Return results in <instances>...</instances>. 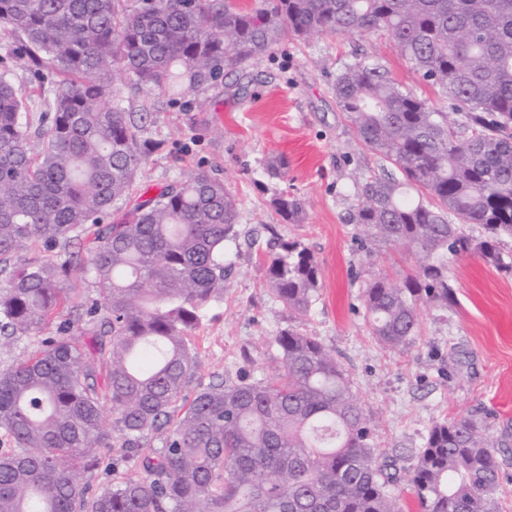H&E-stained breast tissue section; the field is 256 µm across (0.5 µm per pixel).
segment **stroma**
Wrapping results in <instances>:
<instances>
[{
	"label": "stroma",
	"instance_id": "stroma-1",
	"mask_svg": "<svg viewBox=\"0 0 512 512\" xmlns=\"http://www.w3.org/2000/svg\"><path fill=\"white\" fill-rule=\"evenodd\" d=\"M357 56L383 65L405 89L448 111L447 101L383 33L285 40L223 85L159 108L152 132L163 147L141 174L150 194L206 170L223 179L240 204L234 269L223 300L191 335L198 373L184 396L193 398L216 374L261 376L278 361L276 333L300 325L335 354L377 424L383 457L402 477L435 422L487 418L493 436L507 440L498 450L506 491L500 510L512 512V274L474 255L450 257L452 301L444 310L421 306L415 336L399 349L378 342L363 315L361 279L382 273L401 281L415 259L385 247L372 264H362L355 227L345 221L357 203V180L380 168L333 95L334 77ZM279 155L288 169L277 185L304 199V223H282L260 186L265 163ZM274 232L301 242L318 261L320 288L307 315L280 303L266 283L263 252Z\"/></svg>",
	"mask_w": 512,
	"mask_h": 512
}]
</instances>
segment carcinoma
<instances>
[{"label":"carcinoma","mask_w":512,"mask_h":512,"mask_svg":"<svg viewBox=\"0 0 512 512\" xmlns=\"http://www.w3.org/2000/svg\"><path fill=\"white\" fill-rule=\"evenodd\" d=\"M371 32L388 34L452 108L364 59L332 85L382 161L347 216L359 251L416 257L402 282L361 285L374 336L400 348L419 303L448 309V256L512 273L501 249L512 240V0H0L8 60L53 95L32 131L31 102L10 66L0 71V261L37 246L63 253L0 267V348L52 323L74 279L96 292L88 328L0 371V432L13 444L0 452V512H402L364 402L298 326L276 333L273 370L217 376L180 403L197 370L188 336L224 298L238 203L202 170L145 197L155 104L127 112L117 91L173 105L288 38ZM271 206L304 222L294 192H274ZM263 264L275 298L306 314L319 288L310 249L276 238ZM500 444L476 415L432 425L406 477L423 512H499ZM98 448L121 449L136 471L88 498Z\"/></svg>","instance_id":"carcinoma-1"}]
</instances>
